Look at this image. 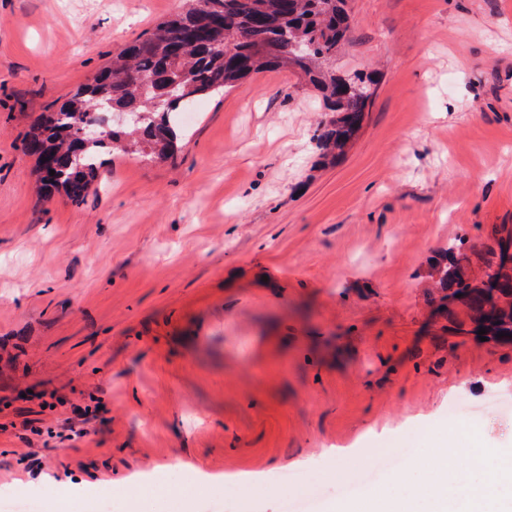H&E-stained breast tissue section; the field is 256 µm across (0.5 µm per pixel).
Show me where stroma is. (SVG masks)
Returning a JSON list of instances; mask_svg holds the SVG:
<instances>
[{"label": "stroma", "mask_w": 512, "mask_h": 512, "mask_svg": "<svg viewBox=\"0 0 512 512\" xmlns=\"http://www.w3.org/2000/svg\"><path fill=\"white\" fill-rule=\"evenodd\" d=\"M184 0H0V495L39 512H285L269 474L369 469L312 512L422 485L466 430L512 449V342L461 334L432 279L458 244L480 278L512 229V0H348L336 72L375 94L322 165L289 70L198 102L174 159L116 154L80 204L35 191L42 112ZM468 413L452 417L448 402ZM414 438L392 461L383 448Z\"/></svg>", "instance_id": "obj_1"}]
</instances>
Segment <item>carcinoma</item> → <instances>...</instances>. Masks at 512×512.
Here are the masks:
<instances>
[{
	"instance_id": "carcinoma-1",
	"label": "carcinoma",
	"mask_w": 512,
	"mask_h": 512,
	"mask_svg": "<svg viewBox=\"0 0 512 512\" xmlns=\"http://www.w3.org/2000/svg\"><path fill=\"white\" fill-rule=\"evenodd\" d=\"M348 30L346 0H192L185 13L127 43L89 83L42 115L25 138L40 190L49 194L61 187L80 204L100 178L103 156L120 150L150 160L169 158L182 109L169 98L170 87L199 101L270 69L292 70L319 93L329 116L319 122L313 141L322 157H336L362 126L369 98L359 89L373 84L355 75L344 94L336 91L332 63ZM104 97L143 120L101 127L99 139L81 140L80 130ZM511 249V242L499 241L498 260L486 265L487 282L460 273L452 245L435 265L439 288L462 300L470 321L494 337L504 332L512 338V266L505 264ZM489 283L499 293L496 310L490 307Z\"/></svg>"
}]
</instances>
